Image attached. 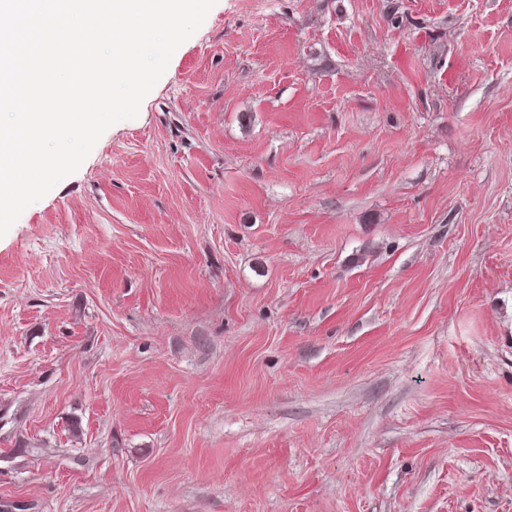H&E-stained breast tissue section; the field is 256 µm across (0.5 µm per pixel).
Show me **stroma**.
<instances>
[{
  "label": "stroma",
  "mask_w": 512,
  "mask_h": 512,
  "mask_svg": "<svg viewBox=\"0 0 512 512\" xmlns=\"http://www.w3.org/2000/svg\"><path fill=\"white\" fill-rule=\"evenodd\" d=\"M0 512H512V0H217L0 238Z\"/></svg>",
  "instance_id": "obj_1"
}]
</instances>
